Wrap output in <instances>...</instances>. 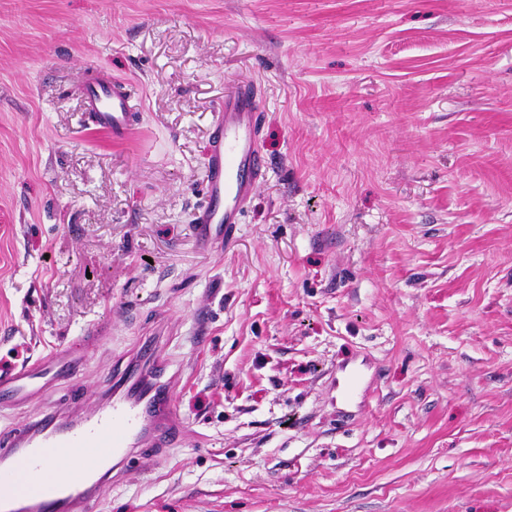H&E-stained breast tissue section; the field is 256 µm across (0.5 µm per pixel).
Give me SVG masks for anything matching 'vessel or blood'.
Returning <instances> with one entry per match:
<instances>
[{"mask_svg": "<svg viewBox=\"0 0 512 512\" xmlns=\"http://www.w3.org/2000/svg\"><path fill=\"white\" fill-rule=\"evenodd\" d=\"M89 125L126 138L140 110L137 87L90 67L82 82ZM264 114L248 82L224 90L206 147L204 200L192 215L194 236L204 250L234 245L242 219L266 177L261 150ZM77 362L71 347L58 346L36 364L0 376V400L26 404L44 393L59 373ZM163 361L132 357L113 381L111 398L71 417L57 407L0 437V512H92L98 488L118 478L120 460L136 451L177 445L188 426L173 408L177 377L162 378ZM70 475L60 479L56 466Z\"/></svg>", "mask_w": 512, "mask_h": 512, "instance_id": "vessel-or-blood-1", "label": "vessel or blood"}]
</instances>
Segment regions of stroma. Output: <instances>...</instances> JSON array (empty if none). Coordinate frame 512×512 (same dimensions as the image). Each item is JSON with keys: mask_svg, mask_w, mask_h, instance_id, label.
I'll return each instance as SVG.
<instances>
[{"mask_svg": "<svg viewBox=\"0 0 512 512\" xmlns=\"http://www.w3.org/2000/svg\"><path fill=\"white\" fill-rule=\"evenodd\" d=\"M136 82L88 127L87 66ZM255 81L268 175L205 251L204 147ZM158 340L190 432L94 512H512V0H0V372ZM82 93L89 125L118 140L133 131L140 113L138 89L134 84L90 67L84 72Z\"/></svg>", "mask_w": 512, "mask_h": 512, "instance_id": "1", "label": "stroma"}]
</instances>
